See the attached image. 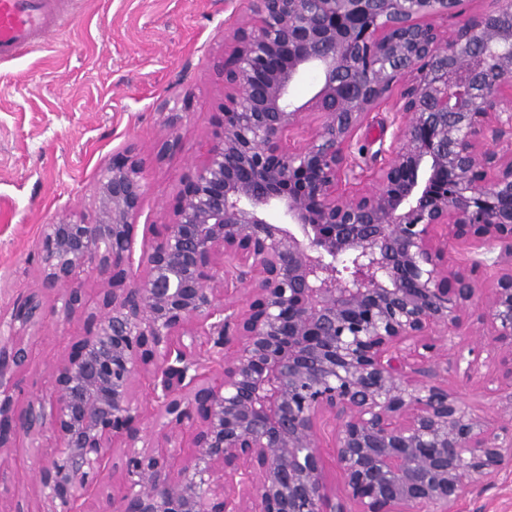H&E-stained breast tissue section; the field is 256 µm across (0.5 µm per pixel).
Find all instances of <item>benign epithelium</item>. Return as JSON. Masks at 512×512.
<instances>
[{"label":"benign epithelium","instance_id":"7a95c632","mask_svg":"<svg viewBox=\"0 0 512 512\" xmlns=\"http://www.w3.org/2000/svg\"><path fill=\"white\" fill-rule=\"evenodd\" d=\"M466 4L249 0L222 119L162 230L136 239L147 159L132 149L89 213L43 226L38 286L0 317V465L29 441L45 512H448L512 467V0ZM306 73L319 89L299 105ZM400 80L393 140L359 172L355 137ZM182 122L167 113L156 161ZM51 314L92 329L19 413ZM450 361L500 372L499 424L442 385ZM331 431L332 425L330 423L321 425V430L318 435L319 444L321 446L319 449L322 457L323 471L327 482L332 486L339 487L342 483L343 476L333 456V449L331 448Z\"/></svg>","mask_w":512,"mask_h":512}]
</instances>
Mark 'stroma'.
Masks as SVG:
<instances>
[{
  "label": "stroma",
  "instance_id": "obj_1",
  "mask_svg": "<svg viewBox=\"0 0 512 512\" xmlns=\"http://www.w3.org/2000/svg\"><path fill=\"white\" fill-rule=\"evenodd\" d=\"M247 0H69L45 43L0 61V312L38 283L45 224L89 209L102 170L127 146L150 157L161 135V103L184 115L180 146L147 169L142 223H167L179 181L204 159L224 100L223 61ZM387 108L372 112L353 155L368 166L390 144ZM89 327L50 320L30 364L18 375L28 394L48 391L50 372ZM485 415L496 384L487 367L470 379L442 377ZM0 503L42 512L27 445L0 469ZM454 512H512V475L484 493L467 492Z\"/></svg>",
  "mask_w": 512,
  "mask_h": 512
}]
</instances>
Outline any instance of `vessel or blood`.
I'll return each mask as SVG.
<instances>
[{
  "mask_svg": "<svg viewBox=\"0 0 512 512\" xmlns=\"http://www.w3.org/2000/svg\"><path fill=\"white\" fill-rule=\"evenodd\" d=\"M57 0H0V59L42 43L55 28Z\"/></svg>",
  "mask_w": 512,
  "mask_h": 512,
  "instance_id": "vessel-or-blood-1",
  "label": "vessel or blood"
}]
</instances>
